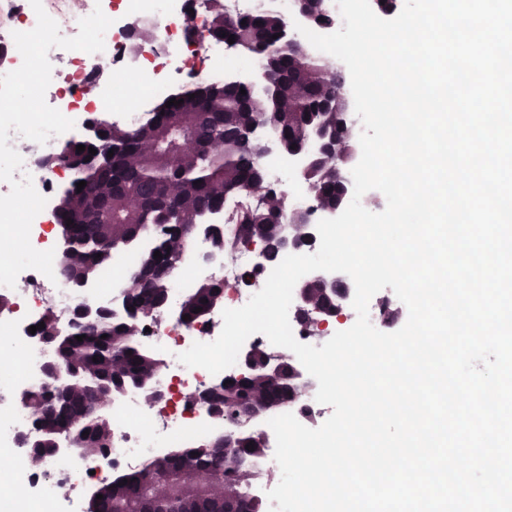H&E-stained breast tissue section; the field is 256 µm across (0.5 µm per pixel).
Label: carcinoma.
<instances>
[{"label": "carcinoma", "instance_id": "carcinoma-1", "mask_svg": "<svg viewBox=\"0 0 512 512\" xmlns=\"http://www.w3.org/2000/svg\"><path fill=\"white\" fill-rule=\"evenodd\" d=\"M314 17V25L327 26L332 17L323 0H304ZM285 19L275 11L224 15L213 10L210 33L215 39L248 48L268 74V94L258 102L250 94L222 83H196L174 95L183 100L177 106L161 103L148 118L134 128L103 125L104 135L96 140L76 139L63 152L65 163L77 172V182L63 195L57 211L62 229L64 254L61 275L74 286L91 279L109 264L112 254L143 240L150 244L138 253L137 273H150L167 265H182L186 255L172 247L175 224H190L224 208L232 197L253 196L257 185L266 182L256 144L246 143L245 134L257 123L274 128L287 145L306 141L311 119L337 132L335 149L343 152L351 143L345 106L333 104L335 89L320 64L295 49L283 48L274 59L269 49L277 43ZM190 131L214 149L182 159L173 165L162 149L177 134ZM84 145L97 150L77 151ZM114 154H109V151ZM86 182L83 189L77 183ZM309 182L324 204H334L347 188L342 178L328 168L313 171ZM73 224H67V220ZM283 212L276 205L253 203L235 214L255 238L276 248L278 224ZM161 257H154L155 252ZM169 280L157 278L145 287L132 288L126 295L128 309L139 317L114 320L103 315L97 323L84 325L73 317V329L56 336L55 322L48 318L41 333L50 337L56 362L69 367L64 402L36 394V422L42 444L32 456L40 459L54 450V443L71 432L76 445L86 453L96 450L109 434L105 418L94 419L87 411L90 397L111 398L130 386H146L160 367L159 360L135 340L138 322L159 311L167 301ZM224 285L201 282L187 294L180 312L196 319L206 314L223 297ZM200 312H194V309ZM83 337L79 342L76 337ZM291 381L288 370L277 379L257 370L240 382L212 391L206 403L226 415L245 410L249 396L264 398L277 407L288 398ZM238 453L224 451V440L182 448L157 460L142 472L123 475L102 487L101 499H93L89 512H224V502L236 503L248 512H263L262 505L249 500L247 487L261 474L246 464L265 448L264 438L240 431ZM254 444V450L246 445ZM206 473L221 476V491L204 478ZM165 487L157 494V486Z\"/></svg>", "mask_w": 512, "mask_h": 512}]
</instances>
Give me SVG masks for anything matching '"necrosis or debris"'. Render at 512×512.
Wrapping results in <instances>:
<instances>
[{"label":"necrosis or debris","mask_w":512,"mask_h":512,"mask_svg":"<svg viewBox=\"0 0 512 512\" xmlns=\"http://www.w3.org/2000/svg\"><path fill=\"white\" fill-rule=\"evenodd\" d=\"M210 24L204 0H124L119 7L112 0H84L78 12L66 0H0V139L21 146L0 157V345L17 358L15 369L0 371V457L10 461L0 473V512H86L87 492L99 489L108 475L146 468L164 450L224 433L230 424L201 396L237 375L238 367L213 375L184 366L178 356L193 343L214 341L223 310L244 306L271 268L258 249L244 246L237 247L232 263H199V255L211 250L200 237L169 284L168 305L178 307L206 279L223 283L224 301L193 323L146 320L138 339L162 366L149 389L135 386L113 398L107 448L84 459L63 448L33 469L22 443L37 429L20 396L49 387L45 366L53 356L34 326L50 314L66 323L74 308L93 303L111 305L116 318H125L124 292L136 267L135 253L127 251L113 255L91 287L72 288L61 277L52 230L59 183L68 173L63 149L77 130L103 115L137 126L142 104L170 96L175 78L220 82L228 69L241 67L223 42L211 38ZM34 53L44 63L43 79L17 84ZM103 58L111 59L113 72L101 81L95 65ZM128 78L142 90L134 102L119 97V84ZM20 103L28 108L23 120L15 112ZM266 180L287 188L288 210H307L309 196L296 165L267 162ZM16 194L29 201L19 214L11 209Z\"/></svg>","instance_id":"1"}]
</instances>
